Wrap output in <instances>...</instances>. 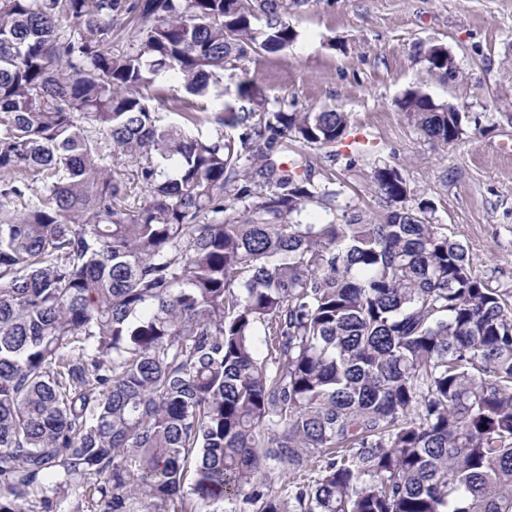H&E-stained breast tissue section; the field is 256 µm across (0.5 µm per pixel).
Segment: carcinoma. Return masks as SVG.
<instances>
[{"instance_id": "cac0c4a2", "label": "carcinoma", "mask_w": 512, "mask_h": 512, "mask_svg": "<svg viewBox=\"0 0 512 512\" xmlns=\"http://www.w3.org/2000/svg\"><path fill=\"white\" fill-rule=\"evenodd\" d=\"M287 9L0 0V512H512V288L396 167L340 210L292 144L335 159L347 113L151 105L291 45ZM171 87L172 88H175V89H178L177 88V84L176 83H173V82H163L161 83L160 87H159V90L154 92V94H162L160 98H155L151 104L155 107L156 111L159 112L158 116L159 118L161 119V122L162 123H167L168 121L171 120V118L173 117V114L171 112H178L176 109L173 108L172 106V101L168 98H170L171 95H178L180 97L183 98V96H186V97H189L188 95H186L185 93H183V91H180L178 93H176L174 90H169V88ZM175 86V87H173Z\"/></svg>"}]
</instances>
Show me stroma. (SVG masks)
<instances>
[{
  "mask_svg": "<svg viewBox=\"0 0 512 512\" xmlns=\"http://www.w3.org/2000/svg\"><path fill=\"white\" fill-rule=\"evenodd\" d=\"M295 43L245 64L268 111L348 113L368 133L370 156L314 147L305 153L317 183H333L340 204L367 216L382 207L374 168L402 171L403 207L425 199L433 223L466 246L492 285L512 288V0H303L289 4ZM440 45L456 73L427 72L423 55ZM466 112V133L446 145L427 137L399 103L409 91Z\"/></svg>",
  "mask_w": 512,
  "mask_h": 512,
  "instance_id": "1",
  "label": "stroma"
}]
</instances>
